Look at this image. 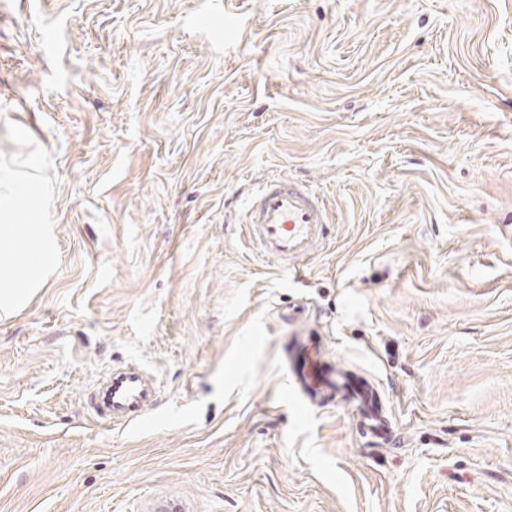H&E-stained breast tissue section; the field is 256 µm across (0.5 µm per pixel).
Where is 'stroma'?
I'll return each mask as SVG.
<instances>
[{"label": "stroma", "mask_w": 512, "mask_h": 512, "mask_svg": "<svg viewBox=\"0 0 512 512\" xmlns=\"http://www.w3.org/2000/svg\"><path fill=\"white\" fill-rule=\"evenodd\" d=\"M0 174L58 251L0 318V512H512V0H0ZM271 174L336 215L301 271L242 233ZM299 304L399 448L295 408ZM124 362L159 406L97 425Z\"/></svg>", "instance_id": "obj_1"}]
</instances>
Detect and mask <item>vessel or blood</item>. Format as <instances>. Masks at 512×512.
Instances as JSON below:
<instances>
[{
	"label": "vessel or blood",
	"instance_id": "b4317fda",
	"mask_svg": "<svg viewBox=\"0 0 512 512\" xmlns=\"http://www.w3.org/2000/svg\"><path fill=\"white\" fill-rule=\"evenodd\" d=\"M333 221L315 189L280 175L259 182L243 211L244 229L257 255L295 271L324 250ZM288 348L285 371L299 409H309L315 402L352 407L363 434L390 448L400 444L396 423L366 377L328 361L313 338L290 337ZM85 401L99 425L144 423L158 405L159 390L146 368L126 363L114 366L104 387L92 390Z\"/></svg>",
	"mask_w": 512,
	"mask_h": 512
}]
</instances>
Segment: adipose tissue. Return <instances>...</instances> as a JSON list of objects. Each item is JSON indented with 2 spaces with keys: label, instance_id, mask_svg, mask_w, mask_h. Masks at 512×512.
Returning <instances> with one entry per match:
<instances>
[{
  "label": "adipose tissue",
  "instance_id": "obj_1",
  "mask_svg": "<svg viewBox=\"0 0 512 512\" xmlns=\"http://www.w3.org/2000/svg\"><path fill=\"white\" fill-rule=\"evenodd\" d=\"M10 250H0V310L22 303L46 281L56 259V239L48 224H15Z\"/></svg>",
  "mask_w": 512,
  "mask_h": 512
}]
</instances>
